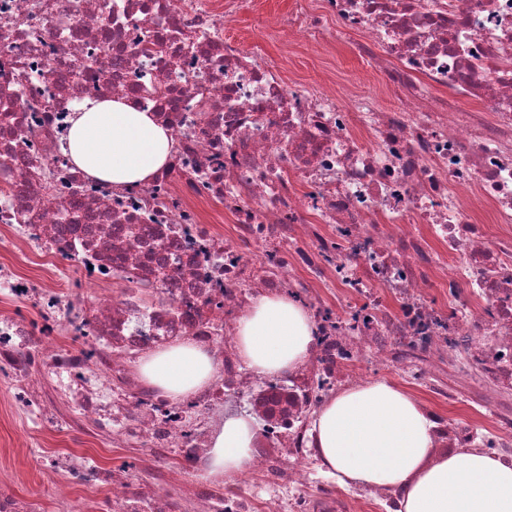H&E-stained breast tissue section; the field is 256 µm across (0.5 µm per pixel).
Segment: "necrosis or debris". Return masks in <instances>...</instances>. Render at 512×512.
I'll return each mask as SVG.
<instances>
[{
	"mask_svg": "<svg viewBox=\"0 0 512 512\" xmlns=\"http://www.w3.org/2000/svg\"><path fill=\"white\" fill-rule=\"evenodd\" d=\"M239 0H0V386L66 512H395L339 485L312 413L393 370L463 405L440 439L512 461V0H296V45L362 38L394 104L285 77L224 33ZM133 101L175 147L150 181L86 177L75 102ZM230 224L209 223L203 205ZM288 294L301 368L242 366L238 320ZM193 339L219 376L174 402L145 356ZM258 423L235 487L204 479L225 415Z\"/></svg>",
	"mask_w": 512,
	"mask_h": 512,
	"instance_id": "1",
	"label": "necrosis or debris"
}]
</instances>
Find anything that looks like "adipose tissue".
<instances>
[{
    "label": "adipose tissue",
    "mask_w": 512,
    "mask_h": 512,
    "mask_svg": "<svg viewBox=\"0 0 512 512\" xmlns=\"http://www.w3.org/2000/svg\"><path fill=\"white\" fill-rule=\"evenodd\" d=\"M171 131L133 103L85 99L73 106L61 149L97 180L123 185L149 179L168 161ZM243 363L256 374L282 375L310 355L313 325L295 302L258 297L237 323L234 338ZM214 359L187 342L153 353L142 376L180 397L217 372ZM436 423L416 397L381 380L352 386L315 414L310 435L328 472L342 485L392 488L396 512H512V463L483 454L440 449ZM256 424L226 417L213 439V476L234 484L251 459Z\"/></svg>",
    "instance_id": "obj_1"
}]
</instances>
